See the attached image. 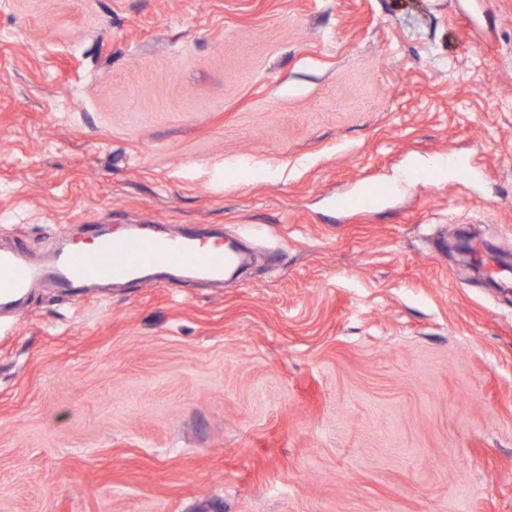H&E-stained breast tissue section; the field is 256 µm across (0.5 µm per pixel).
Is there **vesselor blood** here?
I'll return each mask as SVG.
<instances>
[{"label": "vessel or blood", "instance_id": "obj_1", "mask_svg": "<svg viewBox=\"0 0 512 512\" xmlns=\"http://www.w3.org/2000/svg\"><path fill=\"white\" fill-rule=\"evenodd\" d=\"M93 248L74 246L52 251L38 265L18 253L0 250V310H15L30 288L45 284L68 293L88 286L134 280L175 284L186 279L223 282L227 268L238 263L235 247L223 240L188 231L179 236L97 232L88 225Z\"/></svg>", "mask_w": 512, "mask_h": 512}]
</instances>
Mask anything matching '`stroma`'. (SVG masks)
Here are the masks:
<instances>
[{"label": "stroma", "mask_w": 512, "mask_h": 512, "mask_svg": "<svg viewBox=\"0 0 512 512\" xmlns=\"http://www.w3.org/2000/svg\"><path fill=\"white\" fill-rule=\"evenodd\" d=\"M90 220L251 260L0 320V512H512V0H0V248Z\"/></svg>", "instance_id": "1"}]
</instances>
